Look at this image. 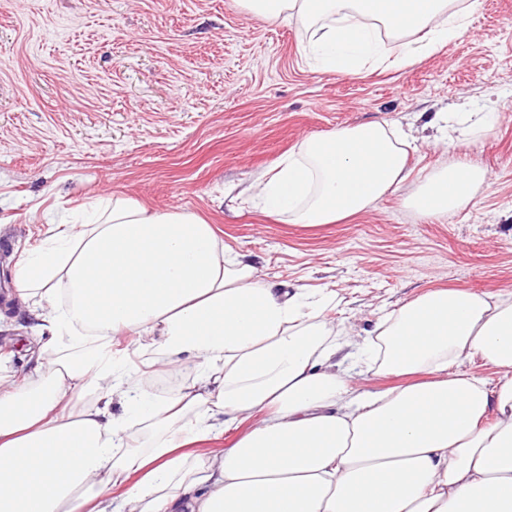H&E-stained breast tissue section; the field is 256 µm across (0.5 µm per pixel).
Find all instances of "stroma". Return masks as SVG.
<instances>
[{
    "label": "stroma",
    "instance_id": "stroma-1",
    "mask_svg": "<svg viewBox=\"0 0 512 512\" xmlns=\"http://www.w3.org/2000/svg\"><path fill=\"white\" fill-rule=\"evenodd\" d=\"M305 44L297 20L252 21L240 0H0V334L17 371L36 323L22 249L116 195L206 217L276 287L335 291L325 317L359 335L436 288L512 290V0H481L465 34L399 69L326 73ZM489 111L476 144L431 146L438 113ZM367 121L412 134L415 171L462 161L486 183L447 217L400 192L318 227L247 200L303 138Z\"/></svg>",
    "mask_w": 512,
    "mask_h": 512
}]
</instances>
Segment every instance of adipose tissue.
Returning a JSON list of instances; mask_svg holds the SVG:
<instances>
[{"label":"adipose tissue","mask_w":512,"mask_h":512,"mask_svg":"<svg viewBox=\"0 0 512 512\" xmlns=\"http://www.w3.org/2000/svg\"><path fill=\"white\" fill-rule=\"evenodd\" d=\"M478 4L243 0L253 20H299L320 66L347 75L440 51ZM413 146L379 121L309 138L249 196L286 223L333 224L400 191ZM485 180L452 163L406 203L451 215ZM16 282L37 347L16 380L0 356V512H512V291H428L356 345L323 316L331 292L274 290L197 214L120 196L93 222L48 223ZM120 336L193 383L164 402L138 389ZM348 348L407 384L355 390ZM476 357L495 386L466 369ZM89 381L99 396L77 405ZM228 431V448L194 450Z\"/></svg>","instance_id":"1"}]
</instances>
